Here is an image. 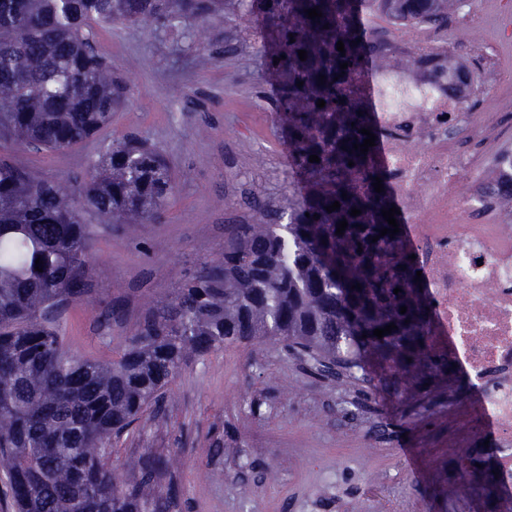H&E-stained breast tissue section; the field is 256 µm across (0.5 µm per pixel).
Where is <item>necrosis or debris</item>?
I'll return each instance as SVG.
<instances>
[{
	"mask_svg": "<svg viewBox=\"0 0 512 512\" xmlns=\"http://www.w3.org/2000/svg\"><path fill=\"white\" fill-rule=\"evenodd\" d=\"M345 93L382 132L376 162L392 174L394 196L413 222L402 245L418 255L434 303L433 347L480 385L502 446L485 495L496 512H512V211L503 223H482L478 206L488 189L464 186L470 156L461 146L494 127L419 73L363 70Z\"/></svg>",
	"mask_w": 512,
	"mask_h": 512,
	"instance_id": "obj_1",
	"label": "necrosis or debris"
}]
</instances>
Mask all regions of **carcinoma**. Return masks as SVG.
Instances as JSON below:
<instances>
[{
    "label": "carcinoma",
    "instance_id": "cac0c4a2",
    "mask_svg": "<svg viewBox=\"0 0 512 512\" xmlns=\"http://www.w3.org/2000/svg\"><path fill=\"white\" fill-rule=\"evenodd\" d=\"M459 2L238 0L281 41L268 68L283 79L278 102L307 191L288 224H269L260 213L233 225L224 253L201 263L173 296L153 301L112 360L71 355L56 315L88 293L95 239L84 215L124 231L154 223L176 189L165 157L133 137L112 140L79 202L60 184L0 160V472L16 512H163L161 498L140 486L167 462L140 459L139 485L130 488L106 465L112 437L163 403L188 359L217 349L275 339L314 361L320 373L363 371L371 360L417 389L454 371L448 355L430 345L433 312L421 297L427 285L415 281L418 260L400 248L402 215H394L399 233L379 236L389 227L381 211L395 204L391 177L375 162L378 146L362 154L353 144H363V128L378 138L381 131L368 112L357 114L361 107L342 89L366 66L409 63L377 57L374 15L440 27ZM314 7L322 16L312 20L307 10ZM223 12L224 0H0V141L61 151L110 125L127 87L86 35L91 24L174 27ZM300 50L307 52L304 61ZM427 75L455 95L469 70L450 54L448 64ZM311 155L320 162L309 161ZM377 177L381 193L374 191ZM336 201L340 208L328 212ZM493 204L512 209V180L498 181ZM353 208L361 214L350 215ZM343 219L348 226L338 235ZM391 323V333L373 335ZM479 463L476 450L467 449L458 462L460 481L492 480Z\"/></svg>",
    "mask_w": 512,
    "mask_h": 512
}]
</instances>
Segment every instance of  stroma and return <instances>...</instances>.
Returning a JSON list of instances; mask_svg holds the SVG:
<instances>
[{"label":"stroma","mask_w":512,"mask_h":512,"mask_svg":"<svg viewBox=\"0 0 512 512\" xmlns=\"http://www.w3.org/2000/svg\"><path fill=\"white\" fill-rule=\"evenodd\" d=\"M507 0H465L438 30L372 19L377 38L428 35L469 68L488 64L501 80L466 99L490 112L499 142L469 143L470 181L487 177L497 145L512 146V31ZM262 21L235 0L223 14L182 28L122 21L96 28L94 45L126 83L124 103L94 139L61 151L0 149L28 173L75 189L103 146L134 136L159 149L176 179L162 219L133 232L98 231L86 300L59 315L74 354L109 360L123 350L152 298L168 295L200 263L220 256L232 225L264 206L288 223L304 190L288 164L277 80L266 67ZM119 308V319L102 312ZM463 372L398 391L393 371L317 376L274 340L188 360L160 409H147L114 443L109 464L135 484L140 457L169 468L152 483L168 512H470L448 438L467 415L448 396L471 398Z\"/></svg>","instance_id":"1"}]
</instances>
